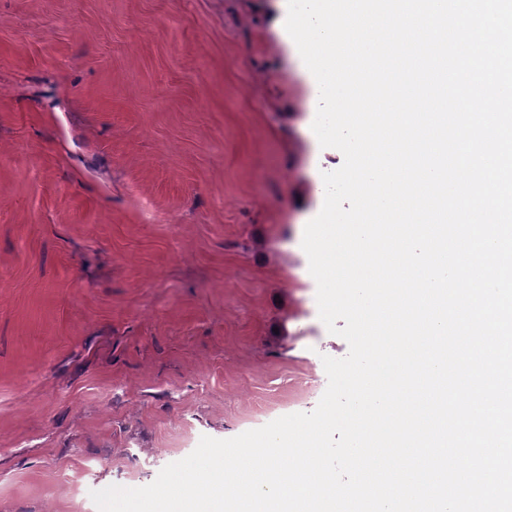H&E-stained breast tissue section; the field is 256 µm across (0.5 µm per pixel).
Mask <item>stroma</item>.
Here are the masks:
<instances>
[{
	"label": "stroma",
	"instance_id": "obj_1",
	"mask_svg": "<svg viewBox=\"0 0 512 512\" xmlns=\"http://www.w3.org/2000/svg\"><path fill=\"white\" fill-rule=\"evenodd\" d=\"M277 0H0V512H97L348 345Z\"/></svg>",
	"mask_w": 512,
	"mask_h": 512
}]
</instances>
